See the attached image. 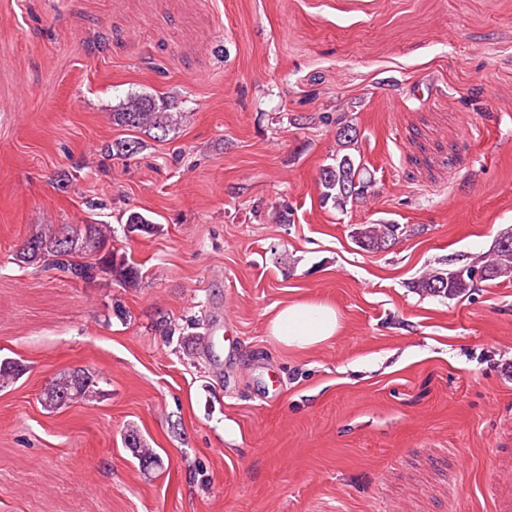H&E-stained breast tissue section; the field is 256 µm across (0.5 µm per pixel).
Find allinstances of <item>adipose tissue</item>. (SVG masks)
Segmentation results:
<instances>
[{
    "label": "adipose tissue",
    "instance_id": "ef3b65f1",
    "mask_svg": "<svg viewBox=\"0 0 512 512\" xmlns=\"http://www.w3.org/2000/svg\"><path fill=\"white\" fill-rule=\"evenodd\" d=\"M340 315L333 306L315 301H291L278 308L268 322V334L285 348L309 350L334 338Z\"/></svg>",
    "mask_w": 512,
    "mask_h": 512
}]
</instances>
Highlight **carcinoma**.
Listing matches in <instances>:
<instances>
[{"instance_id":"obj_1","label":"carcinoma","mask_w":512,"mask_h":512,"mask_svg":"<svg viewBox=\"0 0 512 512\" xmlns=\"http://www.w3.org/2000/svg\"><path fill=\"white\" fill-rule=\"evenodd\" d=\"M112 121L118 126L135 131L160 130L172 124L173 117L168 112V104L158 102L149 95L127 97L117 110L112 112ZM336 157L333 163L321 168L318 189L321 202L344 211L347 206L366 201L375 196L376 183L367 171L360 157L351 151L359 132L347 121H336ZM141 149L138 138L120 140L102 147L106 156H131ZM402 231L401 225L393 223L364 224L356 232L357 243L365 250H383L396 243ZM90 251L92 261H78L76 257ZM21 263L43 262L47 270H56L75 279L92 280L104 270L133 287L138 280L135 267L128 263L113 262L110 235L99 224H87L84 229L63 224L58 231L46 235H33L19 248L16 254ZM485 280L512 278V246H496L494 253L483 258L481 265L455 269H437L412 283V287L422 294L443 295L448 298L460 297L473 286L474 276ZM22 365L15 361H0V387H6L20 378ZM98 394L97 380L92 373L75 370L52 381L45 393L46 404L61 408L71 402L89 400Z\"/></svg>"}]
</instances>
